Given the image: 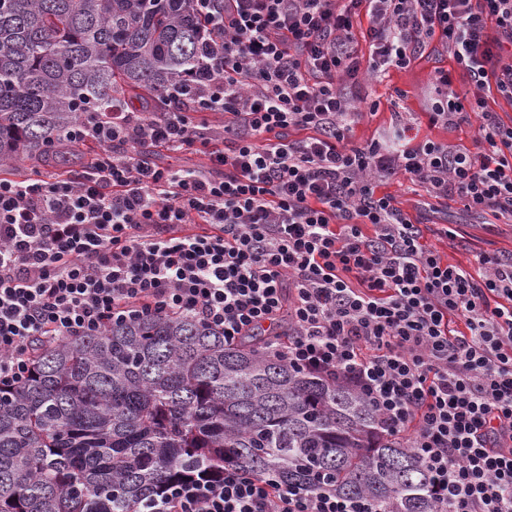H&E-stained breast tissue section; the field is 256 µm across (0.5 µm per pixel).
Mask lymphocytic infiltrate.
<instances>
[{
	"instance_id": "obj_1",
	"label": "lymphocytic infiltrate",
	"mask_w": 512,
	"mask_h": 512,
	"mask_svg": "<svg viewBox=\"0 0 512 512\" xmlns=\"http://www.w3.org/2000/svg\"><path fill=\"white\" fill-rule=\"evenodd\" d=\"M197 4L224 42L169 89L176 108L84 113L67 138L98 143L87 176L0 178V388L40 347L145 314L193 315L228 343L284 326L275 356L352 385L381 430L409 432L443 512H512V257H480L473 277L380 190L401 173L512 220V125L480 95L491 84L512 100V0ZM362 6L372 74L433 41L469 73L467 104L436 69L423 114L477 120L475 150L418 139L409 114L388 139L351 145ZM200 112L223 114L232 152ZM144 144L196 147L210 165L179 174L144 160ZM162 497L167 512H376L232 462Z\"/></svg>"
}]
</instances>
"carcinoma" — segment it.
<instances>
[{
	"label": "carcinoma",
	"mask_w": 512,
	"mask_h": 512,
	"mask_svg": "<svg viewBox=\"0 0 512 512\" xmlns=\"http://www.w3.org/2000/svg\"><path fill=\"white\" fill-rule=\"evenodd\" d=\"M209 29L195 0H0V164L58 161L84 112L165 111ZM272 341L226 344L193 316L151 314L37 350L0 390V512H140L226 461L380 512H439L426 467L370 402Z\"/></svg>",
	"instance_id": "carcinoma-1"
}]
</instances>
